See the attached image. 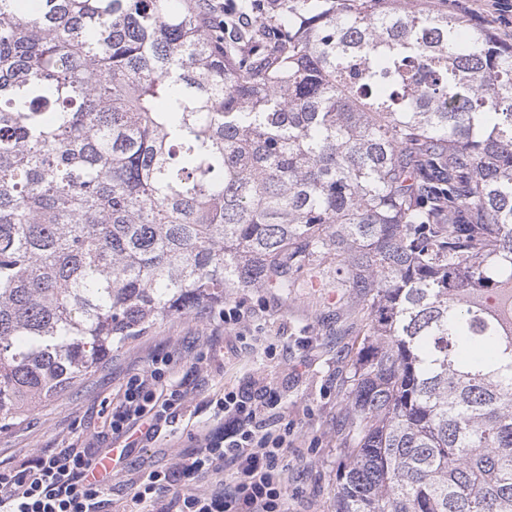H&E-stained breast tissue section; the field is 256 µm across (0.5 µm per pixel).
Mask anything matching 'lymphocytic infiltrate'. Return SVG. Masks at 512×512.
I'll use <instances>...</instances> for the list:
<instances>
[{"label": "lymphocytic infiltrate", "instance_id": "lymphocytic-infiltrate-1", "mask_svg": "<svg viewBox=\"0 0 512 512\" xmlns=\"http://www.w3.org/2000/svg\"><path fill=\"white\" fill-rule=\"evenodd\" d=\"M171 363L155 357L123 384L107 421L126 447L154 441L178 418L190 387L174 379ZM280 401L267 382L252 393L224 389L213 401L218 427L199 433L193 452L171 467L148 472L129 512H288L289 428L266 415ZM93 459L90 449L70 446L0 468V512H101L103 487L86 476ZM208 481L209 492H191Z\"/></svg>", "mask_w": 512, "mask_h": 512}]
</instances>
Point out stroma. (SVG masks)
Returning a JSON list of instances; mask_svg holds the SVG:
<instances>
[{
	"mask_svg": "<svg viewBox=\"0 0 512 512\" xmlns=\"http://www.w3.org/2000/svg\"><path fill=\"white\" fill-rule=\"evenodd\" d=\"M448 11L512 44V24L495 22L492 0H448ZM236 300L255 313L242 329L225 328L217 312L192 310L157 322L144 335L114 343L111 360L88 379L21 424L0 431V467L72 444L97 453L113 448L112 438L102 430L127 376L147 367L155 355L166 354L175 363V378H182L219 331L223 357L210 361L196 377L191 398L172 427L116 462L102 512H123L149 470L166 469L192 451L193 433L215 424L204 406L206 396L227 387L247 390L260 380L277 386V410L292 427L286 454L288 512H334L346 379L360 341L357 305L337 288L332 264L315 284H303L290 294L245 290Z\"/></svg>",
	"mask_w": 512,
	"mask_h": 512,
	"instance_id": "obj_1",
	"label": "stroma"
}]
</instances>
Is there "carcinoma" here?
<instances>
[{"mask_svg": "<svg viewBox=\"0 0 512 512\" xmlns=\"http://www.w3.org/2000/svg\"><path fill=\"white\" fill-rule=\"evenodd\" d=\"M447 0H0V430L329 259L335 512H512V45Z\"/></svg>", "mask_w": 512, "mask_h": 512, "instance_id": "1", "label": "carcinoma"}]
</instances>
